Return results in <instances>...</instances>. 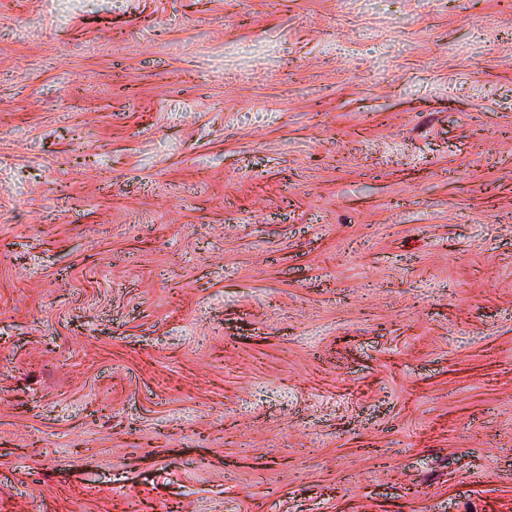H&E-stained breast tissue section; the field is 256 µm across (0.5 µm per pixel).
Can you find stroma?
I'll return each mask as SVG.
<instances>
[{"label": "stroma", "mask_w": 512, "mask_h": 512, "mask_svg": "<svg viewBox=\"0 0 512 512\" xmlns=\"http://www.w3.org/2000/svg\"><path fill=\"white\" fill-rule=\"evenodd\" d=\"M0 512H512V0H0Z\"/></svg>", "instance_id": "obj_1"}]
</instances>
